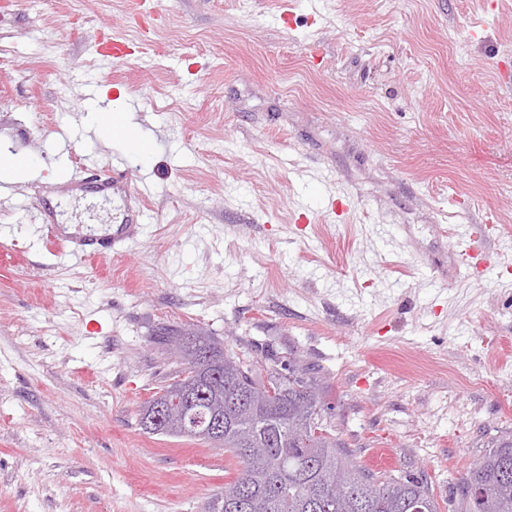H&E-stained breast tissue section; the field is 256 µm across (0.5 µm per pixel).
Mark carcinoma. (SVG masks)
Instances as JSON below:
<instances>
[{"instance_id": "1", "label": "carcinoma", "mask_w": 512, "mask_h": 512, "mask_svg": "<svg viewBox=\"0 0 512 512\" xmlns=\"http://www.w3.org/2000/svg\"><path fill=\"white\" fill-rule=\"evenodd\" d=\"M181 353L180 376L201 392V412H223L228 390L251 393L256 405L224 423L222 442L185 434L171 420L147 434L224 449L237 465L224 489L248 488L235 512H512V431L491 439L456 497L441 504L423 480L351 459L314 369L291 358L280 367L273 357L228 354L212 336L195 337Z\"/></svg>"}]
</instances>
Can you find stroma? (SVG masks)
<instances>
[{"label": "stroma", "instance_id": "obj_1", "mask_svg": "<svg viewBox=\"0 0 512 512\" xmlns=\"http://www.w3.org/2000/svg\"><path fill=\"white\" fill-rule=\"evenodd\" d=\"M486 2L157 0L147 27L127 0H0V157L41 170L0 196L29 257L0 280V512H202L223 491L222 449L138 425L180 331L315 368L354 461L440 500L512 431V0ZM115 34L133 57L96 55ZM132 105L167 130L144 159L109 130ZM88 157L98 178L127 159L145 217L53 255L41 207L85 238L126 205L68 186ZM496 222L495 215L492 212L486 214L485 217V231L482 235L471 238L472 244L468 245L465 249L457 252V258L460 265V273L465 278L467 276L469 259L473 257L479 250L486 246V240L489 237L493 225Z\"/></svg>", "mask_w": 512, "mask_h": 512}]
</instances>
